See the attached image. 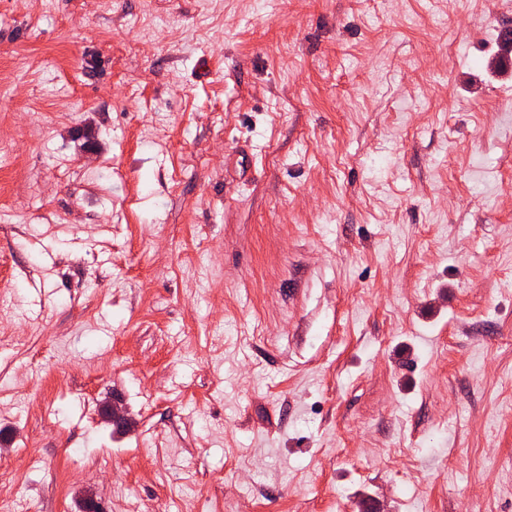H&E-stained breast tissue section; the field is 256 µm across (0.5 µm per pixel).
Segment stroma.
Instances as JSON below:
<instances>
[{
	"instance_id": "1",
	"label": "stroma",
	"mask_w": 512,
	"mask_h": 512,
	"mask_svg": "<svg viewBox=\"0 0 512 512\" xmlns=\"http://www.w3.org/2000/svg\"><path fill=\"white\" fill-rule=\"evenodd\" d=\"M511 31L0 0V498L512 512Z\"/></svg>"
}]
</instances>
